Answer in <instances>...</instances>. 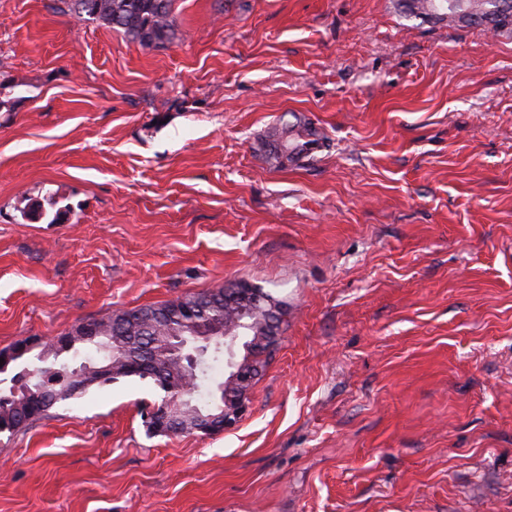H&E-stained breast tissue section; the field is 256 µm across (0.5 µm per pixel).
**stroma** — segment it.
Here are the masks:
<instances>
[{
    "label": "stroma",
    "mask_w": 512,
    "mask_h": 512,
    "mask_svg": "<svg viewBox=\"0 0 512 512\" xmlns=\"http://www.w3.org/2000/svg\"><path fill=\"white\" fill-rule=\"evenodd\" d=\"M175 18L145 47L0 0V349L239 281L281 340L226 431L149 434L128 378L0 433V512H512V31L401 0ZM287 113L323 143L278 168Z\"/></svg>",
    "instance_id": "obj_1"
}]
</instances>
